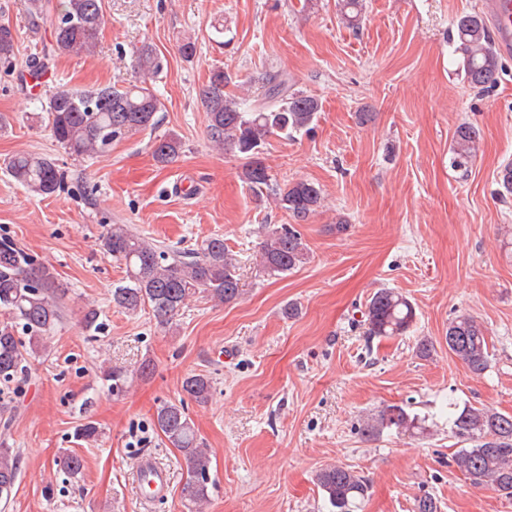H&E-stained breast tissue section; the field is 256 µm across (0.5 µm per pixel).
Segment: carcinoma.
Returning <instances> with one entry per match:
<instances>
[{
  "instance_id": "cac0c4a2",
  "label": "carcinoma",
  "mask_w": 512,
  "mask_h": 512,
  "mask_svg": "<svg viewBox=\"0 0 512 512\" xmlns=\"http://www.w3.org/2000/svg\"><path fill=\"white\" fill-rule=\"evenodd\" d=\"M32 25L48 28L52 41L44 48L46 56L89 54L97 45L105 24L103 0H21ZM364 0H341V17L348 27L359 24ZM457 51L461 54L464 80L482 90L495 79L499 53L483 14L466 13L455 23ZM16 34L0 29V65L10 66L15 58ZM163 71L162 58L149 43L137 51L133 80L61 89L41 103L52 138L76 158H93L111 151L112 144L127 136L155 131L162 103L151 84ZM231 77L224 69L211 73L201 96L212 143L244 160L242 177L258 199L272 198L288 212L291 224L274 225L260 243L259 258L264 270L279 276L297 269L309 257L298 224L321 207L323 194L316 184L296 180L282 187L273 182L261 160L264 146L275 136L292 139L308 133L321 112L316 97L293 88L288 75L268 72L262 78L261 95L251 107H243L226 88ZM480 130L469 123L454 133L451 165L467 171L476 155ZM152 156L159 164H169L182 153V140L165 133L151 141ZM5 168L27 192L51 196L65 189V171L56 159L21 152L12 156ZM499 193L512 195V162L497 173ZM104 254L125 266V277L112 288V304L128 313L150 308L157 323L170 331L188 300L201 294L218 304H230L241 295L240 264L216 236L202 241L196 249L169 253L133 233L125 224H112L101 240ZM64 291L54 269L26 253L14 243L0 241V311L7 320L0 322V381L10 382L24 372L26 357L47 352L50 333L64 315ZM367 339L402 336L413 326L415 307L403 294L389 288L373 293L363 312ZM448 352L475 376L490 365L489 343L483 325L470 315H459L448 324ZM104 381L116 392L126 388L127 372L103 371ZM182 392L205 404L212 392V379L205 374H189L182 381ZM156 428L168 443L178 449L186 463L182 498L192 506L209 499L210 457L202 448L195 426L185 411L184 400L162 401L154 414ZM448 426L453 436L467 444L454 457V463L471 484L512 497V415L484 407H448ZM426 430L425 420L399 405H389L373 414L363 431L378 436L386 430ZM70 478L82 474L84 461L64 450L56 459ZM20 472V451L0 443V500H9ZM330 512H355L368 493L366 479L341 465L330 464L316 474Z\"/></svg>"
}]
</instances>
